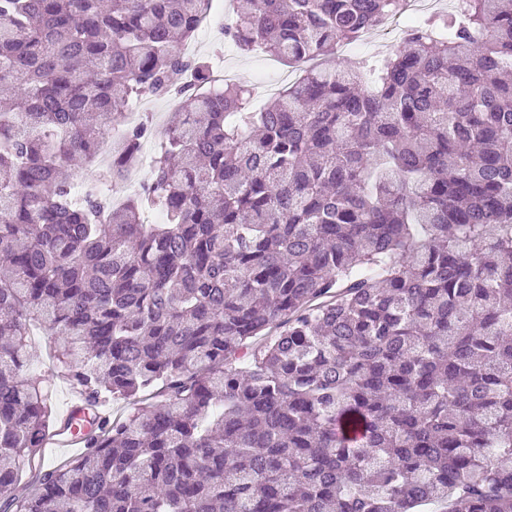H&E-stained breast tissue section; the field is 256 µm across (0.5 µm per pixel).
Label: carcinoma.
Listing matches in <instances>:
<instances>
[{"label": "carcinoma", "instance_id": "1", "mask_svg": "<svg viewBox=\"0 0 512 512\" xmlns=\"http://www.w3.org/2000/svg\"><path fill=\"white\" fill-rule=\"evenodd\" d=\"M210 2L0 0V512H512V0L259 111L177 51ZM250 2L224 37L295 63L404 0ZM145 95L181 108L151 181L76 195ZM33 322L94 425L63 465Z\"/></svg>", "mask_w": 512, "mask_h": 512}]
</instances>
